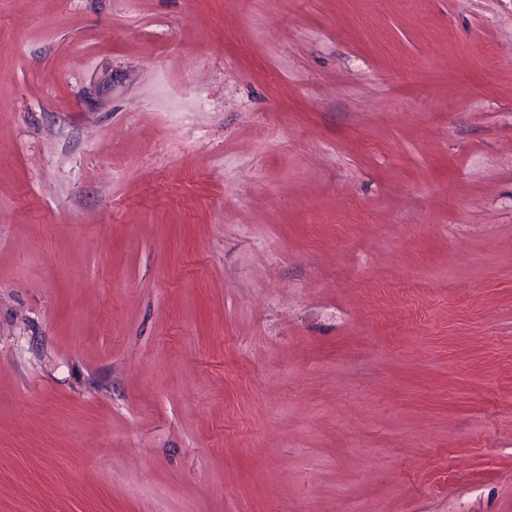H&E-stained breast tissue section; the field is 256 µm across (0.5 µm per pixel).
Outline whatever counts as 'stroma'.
Here are the masks:
<instances>
[{"mask_svg": "<svg viewBox=\"0 0 512 512\" xmlns=\"http://www.w3.org/2000/svg\"><path fill=\"white\" fill-rule=\"evenodd\" d=\"M0 512H512V0H0Z\"/></svg>", "mask_w": 512, "mask_h": 512, "instance_id": "stroma-1", "label": "stroma"}]
</instances>
